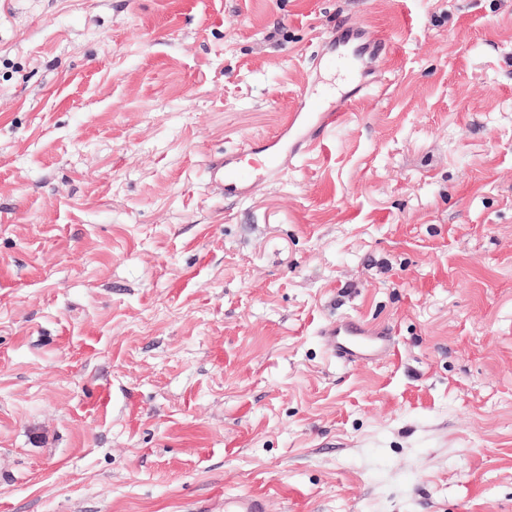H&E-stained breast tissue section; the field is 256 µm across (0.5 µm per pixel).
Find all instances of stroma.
Masks as SVG:
<instances>
[{
  "label": "stroma",
  "instance_id": "35a3bbf8",
  "mask_svg": "<svg viewBox=\"0 0 512 512\" xmlns=\"http://www.w3.org/2000/svg\"><path fill=\"white\" fill-rule=\"evenodd\" d=\"M344 25L388 44L326 151L212 186L335 111ZM248 492L512 512V0H0V512ZM350 100L338 112H321L318 100L300 91L297 105L286 113L271 136L247 140L235 152L208 162L212 180L224 185L235 196L247 195L258 179L275 178L288 170L298 156L322 152L327 148L336 123L344 118ZM321 336L338 358L349 362L373 359L387 347L383 333L370 330L359 317L331 322L322 329Z\"/></svg>",
  "mask_w": 512,
  "mask_h": 512
}]
</instances>
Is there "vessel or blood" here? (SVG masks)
<instances>
[{"instance_id": "1", "label": "vessel or blood", "mask_w": 512, "mask_h": 512, "mask_svg": "<svg viewBox=\"0 0 512 512\" xmlns=\"http://www.w3.org/2000/svg\"><path fill=\"white\" fill-rule=\"evenodd\" d=\"M346 111L343 105L334 113L322 111L318 100L299 92L295 109L285 114L274 134L249 139L237 151L209 160L212 180L228 194L247 195L255 180L278 177L297 157L322 152ZM321 335L338 358L349 362L374 358L386 348L383 333L370 330L358 317L329 323ZM224 512H266V500L259 493L228 495Z\"/></svg>"}]
</instances>
